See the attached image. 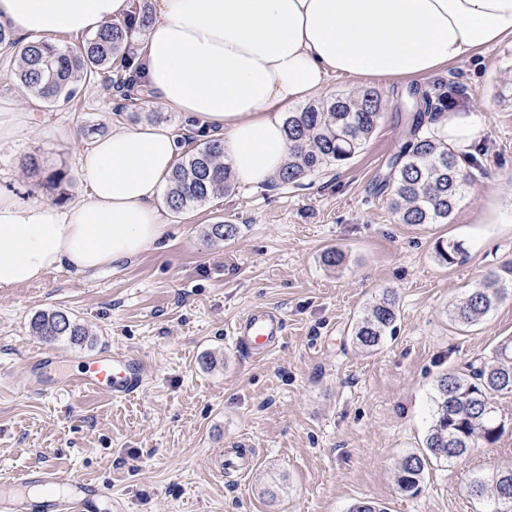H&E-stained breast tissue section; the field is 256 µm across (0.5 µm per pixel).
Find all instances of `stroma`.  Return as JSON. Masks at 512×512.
I'll list each match as a JSON object with an SVG mask.
<instances>
[{
  "label": "stroma",
  "mask_w": 512,
  "mask_h": 512,
  "mask_svg": "<svg viewBox=\"0 0 512 512\" xmlns=\"http://www.w3.org/2000/svg\"><path fill=\"white\" fill-rule=\"evenodd\" d=\"M11 69L0 53V96H16L43 122L0 149V188L22 200L52 202L45 178L58 170L70 180L67 203L86 198L79 153L118 127L164 123L181 151L193 147V119L149 89L131 102L98 78L80 82L76 101L49 106L26 96ZM440 86L482 122L465 161L473 178L448 223L404 224L382 184L409 139L412 92ZM366 87L380 94L381 117L346 165L298 186L238 185L183 213L163 211L162 248L0 291V482L51 466L109 485L122 512H348L363 499L386 512H480L467 484L512 464V429L464 459L431 464L418 495L400 491L396 473L422 445L437 376L465 370L512 336V297L477 326L448 319L450 305L488 273L512 290V43L424 81ZM29 155L39 157L41 176L23 172ZM219 222L236 225L235 237L209 238ZM447 239L464 241L462 262L439 261L435 245ZM333 247L346 254L337 268L321 261ZM387 288L397 294L395 327L368 352L351 327ZM255 307L287 322L284 344L261 358L230 336ZM44 310L69 313L88 342H43L30 322ZM39 349L63 356L70 374L115 350L145 359L153 375L126 400L57 395L29 382ZM219 448L252 463L217 475Z\"/></svg>",
  "instance_id": "35a3bbf8"
}]
</instances>
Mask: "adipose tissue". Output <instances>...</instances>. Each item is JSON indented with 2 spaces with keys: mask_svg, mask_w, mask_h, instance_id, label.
I'll use <instances>...</instances> for the list:
<instances>
[{
  "mask_svg": "<svg viewBox=\"0 0 512 512\" xmlns=\"http://www.w3.org/2000/svg\"><path fill=\"white\" fill-rule=\"evenodd\" d=\"M142 79L167 107L221 138L237 183L258 186L288 163L284 114L331 77L421 80L512 41V0H153ZM129 0H0V24L34 38L95 32ZM458 158L480 120L452 108L434 124ZM163 124L116 128L83 149L88 197L66 208L0 188V290L68 267L131 260L164 239L160 193L176 161Z\"/></svg>",
  "mask_w": 512,
  "mask_h": 512,
  "instance_id": "ef3b65f1",
  "label": "adipose tissue"
}]
</instances>
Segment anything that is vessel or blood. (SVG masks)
I'll return each instance as SVG.
<instances>
[{"label":"vessel or blood","mask_w":512,"mask_h":512,"mask_svg":"<svg viewBox=\"0 0 512 512\" xmlns=\"http://www.w3.org/2000/svg\"><path fill=\"white\" fill-rule=\"evenodd\" d=\"M234 334L246 353L264 355L283 344L286 320L280 313L256 308L241 318ZM150 373L151 367L143 359L112 352L86 360L80 372L63 379L59 388H83L127 398L141 392ZM8 486V492L0 493V512H97L98 502L111 495L106 485L51 468L15 473Z\"/></svg>","instance_id":"vessel-or-blood-1"}]
</instances>
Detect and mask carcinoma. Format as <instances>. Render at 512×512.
Returning <instances> with one entry per match:
<instances>
[{
	"label": "carcinoma",
	"instance_id": "cac0c4a2",
	"mask_svg": "<svg viewBox=\"0 0 512 512\" xmlns=\"http://www.w3.org/2000/svg\"><path fill=\"white\" fill-rule=\"evenodd\" d=\"M151 18L145 11L129 14L121 24H111L75 47L48 40L21 43L13 32L0 26V50L15 53L11 72L17 82L46 104L73 100L79 82L111 72L112 61L128 44L131 31L145 29ZM382 102L375 90L341 94L334 99L289 112L285 126L290 161L277 180L298 185L316 169L341 166L351 160L371 135L380 117ZM448 111V92L422 94L408 118L411 140L393 163L390 176L391 207L404 224H446L472 173L457 155L433 133L424 130ZM224 146L209 140L194 146L168 177L166 203L181 213L200 206L217 192L233 187L234 174L223 162ZM466 253L459 240H442L436 256L449 265ZM501 278L492 275L469 289L448 309L450 320L461 327L483 321L506 294ZM397 319V298L386 290L352 327V339L361 348L373 349L392 332ZM32 329L46 342L67 338L80 345L87 330L65 311H42L32 319ZM512 397V339L502 341L491 359L469 365L466 374L448 372L435 385L431 424L419 452L406 455L397 470L399 488L421 491L429 461L460 460L479 445L496 444L508 427L497 415V398ZM469 492L493 503L491 512H512V466L474 477Z\"/></svg>",
	"mask_w": 512,
	"mask_h": 512
}]
</instances>
